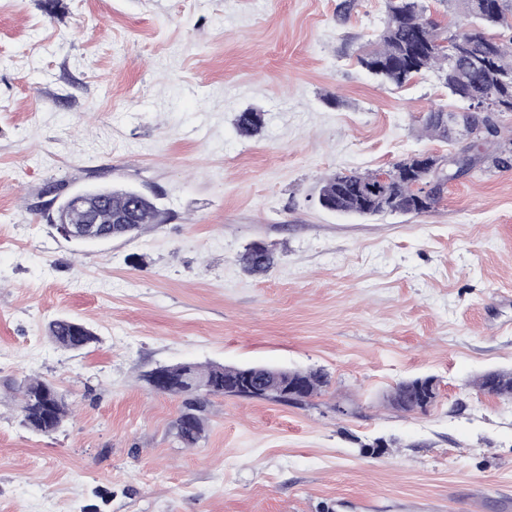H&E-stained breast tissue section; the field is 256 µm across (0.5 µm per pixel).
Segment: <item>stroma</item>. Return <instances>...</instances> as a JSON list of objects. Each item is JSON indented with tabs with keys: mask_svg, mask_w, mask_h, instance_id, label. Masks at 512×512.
Instances as JSON below:
<instances>
[{
	"mask_svg": "<svg viewBox=\"0 0 512 512\" xmlns=\"http://www.w3.org/2000/svg\"><path fill=\"white\" fill-rule=\"evenodd\" d=\"M385 0H0V512H512V168L448 181L422 215L324 209L320 179L458 143L435 72L396 88L358 64ZM263 112L242 137L237 112ZM165 223L86 246L41 207L99 185ZM264 243L275 265L245 272ZM72 317L97 340L47 335ZM324 369L305 406L211 398L192 448L160 365ZM435 377L404 412L391 387ZM72 408L27 430L19 385ZM239 261L248 272L254 275H262L272 267L273 256L267 246L253 243L240 255ZM48 338L54 345L66 350H80L96 340L89 328L69 317L52 321L48 326ZM474 385L484 394L512 401V370L485 372L476 377Z\"/></svg>",
	"mask_w": 512,
	"mask_h": 512,
	"instance_id": "obj_1",
	"label": "stroma"
}]
</instances>
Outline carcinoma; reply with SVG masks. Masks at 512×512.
I'll return each instance as SVG.
<instances>
[{"label":"carcinoma","mask_w":512,"mask_h":512,"mask_svg":"<svg viewBox=\"0 0 512 512\" xmlns=\"http://www.w3.org/2000/svg\"><path fill=\"white\" fill-rule=\"evenodd\" d=\"M460 16L469 20L449 30L424 14V0H386L387 20L375 41L361 48L359 65L381 83L402 87L425 71L438 73V78L450 95L466 102L471 98L492 97L481 112L465 115L474 136L469 145L449 156L429 155L426 164L414 154L395 162L381 172H335L323 178L319 199L324 208L343 212L372 215L403 213L420 215L431 211L442 198V188L450 176L471 174L478 158L470 151L480 142L498 135L496 115L512 112V35L502 38L496 30L508 26L512 15V0H452ZM459 45L464 56L457 66L448 65V49ZM447 108L439 107L421 119L423 129L432 138L448 141L447 128L440 116ZM255 109L236 115L235 125L244 136L257 133L262 124L256 122ZM90 193L106 199V207L98 215L96 228L108 238L143 231L149 224H162L165 212L155 199L132 188L96 186ZM131 206L137 212L134 224H111L110 217ZM239 261L248 272L262 275L273 265L270 250L253 243L240 255ZM48 338L66 350H80L96 340L93 332L80 321L63 317L48 326ZM245 367L186 363L156 368L145 375L154 385L159 373L169 379L162 393L182 398V410L174 427L180 441L193 447L203 438L205 417L212 396L238 397L286 404L280 389L288 380H299L305 386L303 394L293 401L306 404L328 386L327 374L321 370H282L268 373L258 387L248 393L238 389ZM428 378L417 377L397 384L386 395L395 409L412 412L423 409L420 384ZM478 391L502 400L512 401V370L485 372L474 381ZM50 382L29 379L20 388L21 423L42 435L56 432L68 416L65 395L52 394Z\"/></svg>","instance_id":"carcinoma-1"}]
</instances>
